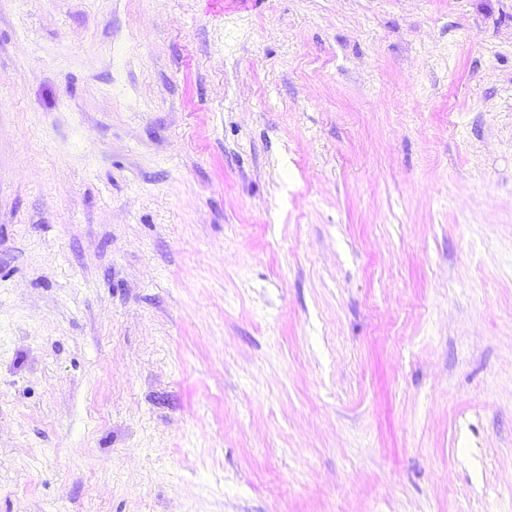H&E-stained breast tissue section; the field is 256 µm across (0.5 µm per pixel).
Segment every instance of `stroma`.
<instances>
[{
	"label": "stroma",
	"mask_w": 512,
	"mask_h": 512,
	"mask_svg": "<svg viewBox=\"0 0 512 512\" xmlns=\"http://www.w3.org/2000/svg\"><path fill=\"white\" fill-rule=\"evenodd\" d=\"M0 512H512V0H0Z\"/></svg>",
	"instance_id": "1"
}]
</instances>
